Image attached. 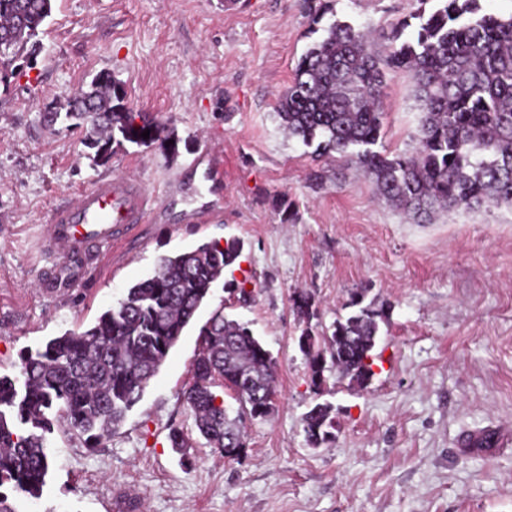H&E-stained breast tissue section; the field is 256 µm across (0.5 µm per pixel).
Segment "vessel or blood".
<instances>
[{"instance_id": "obj_1", "label": "vessel or blood", "mask_w": 512, "mask_h": 512, "mask_svg": "<svg viewBox=\"0 0 512 512\" xmlns=\"http://www.w3.org/2000/svg\"><path fill=\"white\" fill-rule=\"evenodd\" d=\"M155 203L139 181L125 176L97 180L52 211L41 250L51 275L72 277L76 256H99L143 224Z\"/></svg>"}]
</instances>
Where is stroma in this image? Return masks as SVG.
Returning <instances> with one entry per match:
<instances>
[{"label": "stroma", "instance_id": "1", "mask_svg": "<svg viewBox=\"0 0 512 512\" xmlns=\"http://www.w3.org/2000/svg\"><path fill=\"white\" fill-rule=\"evenodd\" d=\"M313 7L376 38L418 3L53 0L40 50L0 86V375H17L20 351L92 325L160 256L244 243L239 270L214 284L122 426L92 451L51 434L42 496L11 494L15 512H512V440L459 445L486 428L512 437V205L417 223L356 166L289 139L275 104L315 39ZM103 71L130 110L175 130L177 154L127 144L97 163L81 129L41 123L44 107ZM383 111L378 150H412L420 109L408 74L387 75ZM119 174L157 193L145 223L79 284L40 288L53 209ZM243 278L246 305L224 288ZM301 291L315 298L318 333L351 292L384 308L367 388L332 368L313 388L296 344ZM219 307L276 359V408L244 419L240 458L197 444L185 465L168 435L193 427L183 392L198 329ZM318 402L340 422L330 448H311L304 431Z\"/></svg>", "mask_w": 512, "mask_h": 512}]
</instances>
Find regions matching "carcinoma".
Returning a JSON list of instances; mask_svg holds the SVG:
<instances>
[{
  "label": "carcinoma",
  "instance_id": "1",
  "mask_svg": "<svg viewBox=\"0 0 512 512\" xmlns=\"http://www.w3.org/2000/svg\"><path fill=\"white\" fill-rule=\"evenodd\" d=\"M53 0H0V82L16 62L34 55L39 34L52 15ZM382 37L379 44L362 29L334 22L301 56L294 78L278 98L276 117L288 137L315 146L316 156L336 155L356 165L388 203L421 220L440 211L484 204L512 205V15L483 11L481 0H435ZM412 75L420 119L416 146L390 157L374 149L381 136L382 90L389 72ZM55 125L71 121L84 130L95 158L108 160L113 147L155 143L175 150V132L140 112H131L109 73L94 77L64 109L41 113ZM149 131V138L141 136ZM243 242L224 243L161 256L153 274L130 286L118 305L82 331L55 336L35 351L20 354V377L0 376V512H14L12 489L41 497L50 458L46 434L59 425L98 447L122 425L185 328L224 271L241 257ZM347 302L352 312L338 317L331 333L302 329L299 349L311 381L323 382L322 361L360 387L374 376L383 309ZM297 317L314 315L307 293L293 298ZM193 382L184 391L194 426L205 445L229 458L243 453V416L266 418L275 407L277 362L247 324L214 310L199 328ZM233 391L240 408L230 417L216 387ZM308 444L336 442V416L328 403L306 414ZM171 447L189 457L190 438L169 432Z\"/></svg>",
  "mask_w": 512,
  "mask_h": 512
}]
</instances>
